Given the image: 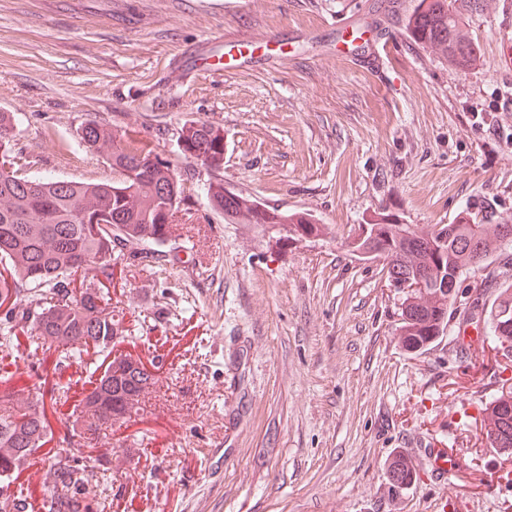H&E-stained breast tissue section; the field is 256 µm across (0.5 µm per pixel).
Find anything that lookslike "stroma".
Wrapping results in <instances>:
<instances>
[{"label":"stroma","instance_id":"obj_1","mask_svg":"<svg viewBox=\"0 0 512 512\" xmlns=\"http://www.w3.org/2000/svg\"><path fill=\"white\" fill-rule=\"evenodd\" d=\"M415 0H0V112L12 113L20 173L108 183L80 142L90 119L170 162L191 208L161 266L137 245L108 286L121 312L113 352L152 360L159 381L112 427L106 512H512V455L481 432L482 408L512 362L451 319L428 349L400 334L404 293L351 243L370 223L452 224L474 206L512 222V0H461L480 57L459 67L406 25ZM255 36L256 44L232 45ZM188 120L224 131L227 191L311 215L318 237L212 210L210 177L177 146ZM478 346L463 364L453 343ZM0 394L61 382L26 336L0 357ZM52 433L14 474L40 506ZM463 439L447 484L433 448ZM414 479L392 488L388 461Z\"/></svg>","mask_w":512,"mask_h":512}]
</instances>
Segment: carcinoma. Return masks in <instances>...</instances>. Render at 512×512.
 <instances>
[{
    "label": "carcinoma",
    "mask_w": 512,
    "mask_h": 512,
    "mask_svg": "<svg viewBox=\"0 0 512 512\" xmlns=\"http://www.w3.org/2000/svg\"><path fill=\"white\" fill-rule=\"evenodd\" d=\"M454 0H417L408 18L413 36L423 45L461 66L474 58L472 43L461 31ZM15 118L0 112V263L9 278L0 276V306L10 303L0 318V347L27 335L33 352L52 357L55 367L85 366L91 388L74 404L72 435L90 444L108 437L112 423L138 413L141 396L156 385L139 362L117 357L101 377L89 364V349L112 354V340L120 321L115 319L108 293L92 284L71 283L97 277L112 278L122 260L116 247L141 245L140 263L151 267L162 260L158 246L171 236L175 213L188 204L170 163L129 132L90 120L79 132L81 143L112 166V183L86 184L51 178L20 176L7 166ZM181 153L200 161L207 171L224 168V131L206 122L188 120L180 128ZM211 207L239 224L283 226L289 235L319 231L314 219L299 220L239 194L224 191V183L207 184ZM355 243L358 252L373 251L383 259L387 276L421 277L432 297L408 293L402 303L401 332L412 349H424L448 330L457 304L453 278L471 269L486 272V287L496 289L487 309L489 338L502 357L512 358V259L505 256L512 238L496 231L488 214L478 211L473 222L443 224L438 229L413 224H368ZM71 387L55 384L50 394L0 395V448L13 449L0 458V489L9 488L13 474L46 443L49 419L46 401H68ZM500 408V427L492 447L512 449V387L491 396ZM84 457L79 448H59L43 467L44 512H104L106 491L85 486Z\"/></svg>",
    "instance_id": "carcinoma-1"
}]
</instances>
